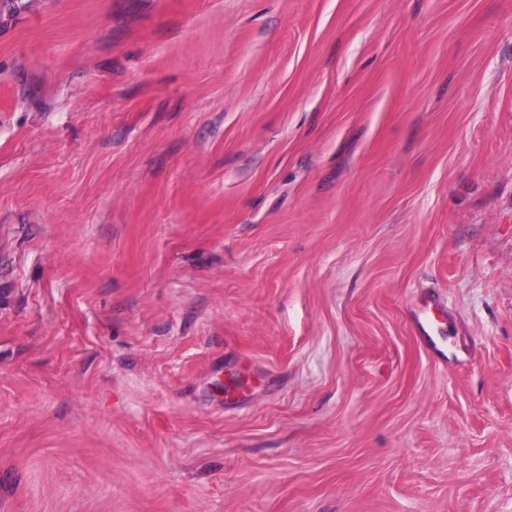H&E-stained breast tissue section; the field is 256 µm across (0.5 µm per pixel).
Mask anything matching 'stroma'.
<instances>
[{"instance_id": "obj_1", "label": "stroma", "mask_w": 512, "mask_h": 512, "mask_svg": "<svg viewBox=\"0 0 512 512\" xmlns=\"http://www.w3.org/2000/svg\"><path fill=\"white\" fill-rule=\"evenodd\" d=\"M0 512H512V0H0Z\"/></svg>"}]
</instances>
